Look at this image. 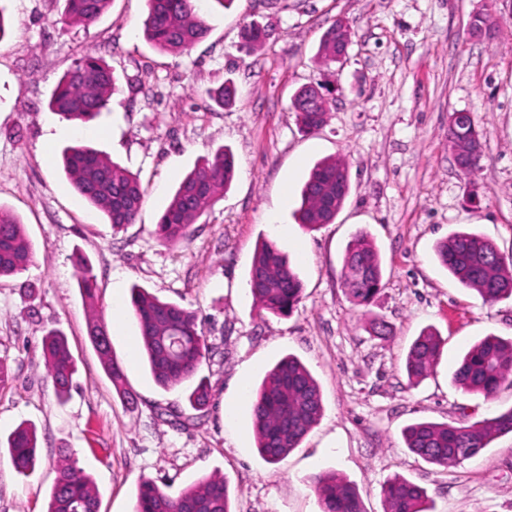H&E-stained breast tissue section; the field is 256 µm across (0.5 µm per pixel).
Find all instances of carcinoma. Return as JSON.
<instances>
[{
    "instance_id": "1",
    "label": "carcinoma",
    "mask_w": 512,
    "mask_h": 512,
    "mask_svg": "<svg viewBox=\"0 0 512 512\" xmlns=\"http://www.w3.org/2000/svg\"><path fill=\"white\" fill-rule=\"evenodd\" d=\"M111 0H64V18L89 26L106 11ZM200 0H146L143 20L145 39L155 48L181 54L202 41L209 28L200 15ZM244 44L254 49L266 39L265 29L252 23L241 31ZM117 90L116 77L103 58L88 53L78 59L58 80L49 108L69 122L88 123L103 112ZM218 106H230L235 90L225 85L209 92ZM310 89L296 91L291 105L301 128L307 133L326 123L331 104H310ZM483 140L470 113L450 116L448 149L454 154L471 151ZM66 174L74 188L106 216L112 229L137 222L144 190L137 175L88 144L69 146L63 153ZM231 151L221 148L212 158L197 163L179 183L163 210L153 234L163 246L185 242L191 227L223 198L233 178ZM350 188L347 167L336 160L317 163L301 190L296 212L298 223L313 230L336 218ZM435 255L465 288L475 291L488 305L512 297V253L503 254L488 239L456 232L435 246ZM33 248L24 224L10 209L0 206V278L26 271ZM78 288L92 309L87 324L89 340L117 396L134 404L137 396L112 355L106 322L97 310V278L84 259L76 261ZM344 285L352 305L365 309L379 293L382 263L379 252L363 233L347 244ZM247 285L259 312L287 316L301 302L298 274L270 241L258 244ZM130 303L137 319L143 352L154 382L169 388L192 379L206 361L208 344L196 314L181 305L162 301L136 285ZM438 335L427 330L412 343L405 360L409 380L418 383L433 371L441 355ZM41 352L57 398L64 402L73 387L76 365L63 333L49 331L41 340ZM454 383L470 393L493 398L505 385L512 386V339L489 335L472 346L453 374ZM323 413L320 388L309 370L294 356L278 361L265 375L252 402L251 420L258 451L277 464L299 447ZM512 434V407L491 419L456 424L418 421L406 426V447L425 461L443 469L459 466L486 448L495 435ZM10 461L15 471L29 476L36 465L35 428L20 424L7 437ZM322 512H365L356 489L334 470L310 477ZM385 512H434V499L427 489L400 477L381 489ZM47 512H99V493L77 462L68 457L58 467ZM135 512H230L228 480L210 476L172 495L154 481L143 479L137 486Z\"/></svg>"
}]
</instances>
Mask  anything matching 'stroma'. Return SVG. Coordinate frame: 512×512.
Returning <instances> with one entry per match:
<instances>
[{
	"mask_svg": "<svg viewBox=\"0 0 512 512\" xmlns=\"http://www.w3.org/2000/svg\"><path fill=\"white\" fill-rule=\"evenodd\" d=\"M9 31L0 41V205L16 213L33 244L18 277L0 279V359L13 382L0 390V439L35 426L39 460L30 477L0 454V512H46L61 456L77 461L100 493L99 512H134L140 479L178 492L220 473L232 512H320L312 474L338 470L365 512L402 477L427 489L435 512H512V435L443 469L412 453L402 431L426 419L483 420L512 407V387L494 398L466 392L452 376L483 337H512V300L483 303L436 259L451 233L479 234L512 251V0H204L207 37L187 53L151 47L142 35L146 0H112L94 24L62 22V0H0ZM489 16L492 35L468 33ZM343 20L352 43L344 61L323 65V32ZM267 29L245 50L241 28ZM118 77L107 111L84 143L137 174L145 198L137 223L112 231L72 187L61 164L73 127L47 102L58 78L85 54ZM233 82L228 107L207 90ZM335 91L326 124L300 131L291 98L306 84ZM470 113L483 133L480 168L467 177L448 149V117ZM235 159L224 197L187 242L162 246L153 230L183 176L219 148ZM343 161L350 192L333 223L307 231L294 213L313 166ZM365 229L378 249L383 287L369 316L343 286L345 248ZM289 257L303 285L292 315L259 313L246 281L258 242ZM93 267L112 352L138 395L116 396L86 331L77 257ZM195 311L212 355L197 374L209 391L199 411L192 383L164 390L142 357L130 289ZM390 328L381 337L370 318ZM57 328L77 374L59 403L41 357ZM427 328L443 340L431 375L410 385L408 349ZM296 356L317 380L324 412L280 463L258 454L250 392L282 357Z\"/></svg>",
	"mask_w": 512,
	"mask_h": 512,
	"instance_id": "obj_1",
	"label": "stroma"
}]
</instances>
